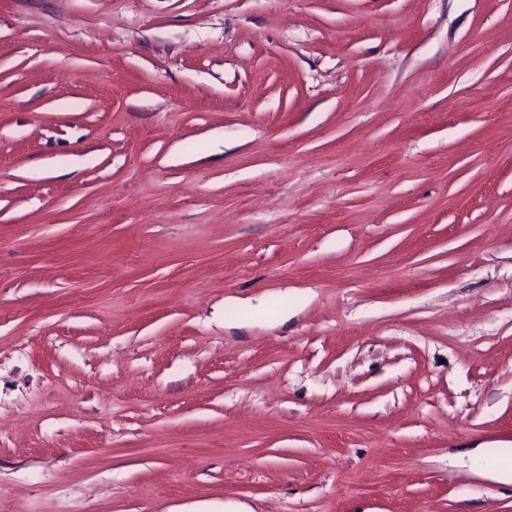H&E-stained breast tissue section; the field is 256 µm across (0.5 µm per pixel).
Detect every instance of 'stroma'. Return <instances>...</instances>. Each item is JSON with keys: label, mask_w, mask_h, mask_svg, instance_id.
<instances>
[{"label": "stroma", "mask_w": 512, "mask_h": 512, "mask_svg": "<svg viewBox=\"0 0 512 512\" xmlns=\"http://www.w3.org/2000/svg\"><path fill=\"white\" fill-rule=\"evenodd\" d=\"M512 0H0V512H512Z\"/></svg>", "instance_id": "stroma-1"}]
</instances>
